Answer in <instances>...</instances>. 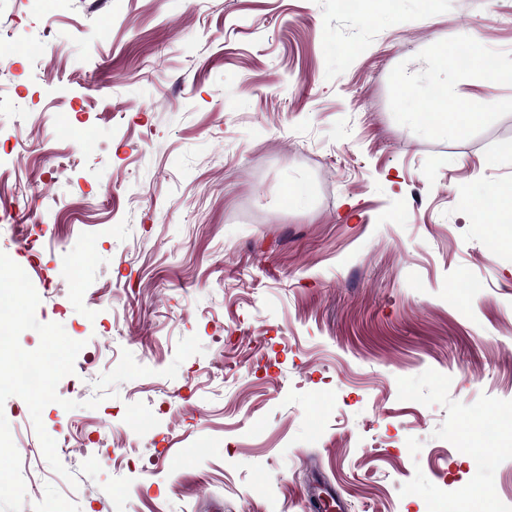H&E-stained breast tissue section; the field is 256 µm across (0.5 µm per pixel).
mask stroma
<instances>
[{"label": "stroma", "mask_w": 512, "mask_h": 512, "mask_svg": "<svg viewBox=\"0 0 512 512\" xmlns=\"http://www.w3.org/2000/svg\"><path fill=\"white\" fill-rule=\"evenodd\" d=\"M437 83L478 120L425 134ZM510 184L512 0H0V252L84 344L41 415L77 486L1 408L23 512H512V243L468 205Z\"/></svg>", "instance_id": "35a3bbf8"}]
</instances>
